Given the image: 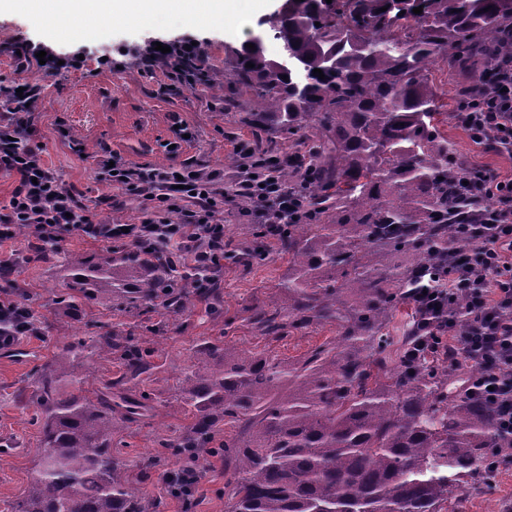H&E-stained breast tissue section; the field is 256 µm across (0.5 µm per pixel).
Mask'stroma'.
Segmentation results:
<instances>
[{
	"instance_id": "1",
	"label": "stroma",
	"mask_w": 512,
	"mask_h": 512,
	"mask_svg": "<svg viewBox=\"0 0 512 512\" xmlns=\"http://www.w3.org/2000/svg\"><path fill=\"white\" fill-rule=\"evenodd\" d=\"M196 40L197 64L204 79L188 86L173 77L170 67L149 59L155 43ZM27 43H42L75 58L74 66L44 76L36 63L21 62L17 52ZM239 48L233 29H203L189 23L177 26L93 20L91 27L69 38H56L46 27L16 5H0V86L36 83L41 95L29 114V128L43 148L48 167L99 219L136 224L149 213L147 201L107 188L96 176V156L109 153L133 166L157 168L184 164L224 172V245L237 252L252 240L259 220L235 194L233 179L236 146L256 154L305 152L304 143L292 144L245 123L246 113L258 104L249 95L235 93L226 77L231 60L225 47ZM194 134L170 153L168 143L175 124ZM459 156L507 173L512 161L489 146L473 144L455 124L443 128ZM84 146L75 152L74 143ZM100 243L73 236L56 254L33 253L29 240L17 237L0 244V256L17 261L15 273L0 297L29 300L36 310L41 335L20 341L11 352H0V512H11L34 476L40 427L35 406H22L52 356L67 345L80 344L93 372L86 390H103L120 377L119 354L97 358L91 345L104 333L128 336L131 344L151 356V369L133 380V394L149 393L152 415L122 422L112 442V453L127 469L131 487L146 512H224V462L208 457L198 469L199 480L190 501L171 494L162 483L164 472L182 468L183 459L169 444L188 424L187 406L178 393L186 370L203 363L200 344L217 339L239 349H264L284 360H294L309 348L335 336L325 328L299 333L280 342L263 339L247 322L248 309L262 304L287 269L278 252L262 266L228 265L220 277L225 309L235 315L232 326L217 318L209 302L199 301L185 312H127L113 309L105 299L77 308L54 303L50 285L66 278L67 260L101 252ZM512 504V463L502 465L491 490L468 492L457 500L456 512H505Z\"/></svg>"
}]
</instances>
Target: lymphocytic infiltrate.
<instances>
[{"mask_svg": "<svg viewBox=\"0 0 512 512\" xmlns=\"http://www.w3.org/2000/svg\"><path fill=\"white\" fill-rule=\"evenodd\" d=\"M482 97L480 110L459 112L456 121L472 143L493 144L512 157V60L499 64L495 83ZM236 153L239 195L251 201L269 232H276L297 212L299 189L283 182L279 169L252 163L248 149ZM96 166L106 186L151 201L150 216L126 230L97 222L45 164L41 146L29 143L25 118L13 113L0 119V171L18 177L0 206V243L13 239L21 225L40 249L59 246L71 235L112 245L130 241L186 267L223 271L222 170L146 169L106 156L97 157ZM473 170L474 193L489 206L472 211L468 223L459 225L465 243L449 254L442 273H429L412 288L417 330L404 357L414 365L445 349L454 354L455 367L476 365L464 390L496 407L498 427L512 441V176L479 164ZM461 298L467 302L462 316L456 306ZM40 334L31 303L0 298L1 351Z\"/></svg>", "mask_w": 512, "mask_h": 512, "instance_id": "lymphocytic-infiltrate-1", "label": "lymphocytic infiltrate"}]
</instances>
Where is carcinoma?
Listing matches in <instances>:
<instances>
[{"label":"carcinoma","mask_w":512,"mask_h":512,"mask_svg":"<svg viewBox=\"0 0 512 512\" xmlns=\"http://www.w3.org/2000/svg\"><path fill=\"white\" fill-rule=\"evenodd\" d=\"M271 28L295 65L252 39L228 77L261 104L245 122L312 141L305 164L316 177L302 188L300 223L276 235L287 273L250 324L266 340L324 326L336 336L294 361L204 343L219 367L186 372L191 420L170 447L192 468V449L230 426L218 444L224 512H449L464 479L507 458L508 440L491 404L448 394L447 366L392 354L388 327L405 283L460 244L454 226L475 206L464 185L473 175L448 166L432 65L477 73L465 99L479 100L512 57V0H291ZM266 232L253 229L245 265L266 261ZM68 267L59 298L71 307L106 296L124 311L156 302L180 313L188 288L220 300L219 279L137 246ZM96 348L122 350L125 379L150 370L120 334ZM70 355L56 353L39 380V463L12 512H143L112 441L118 420L147 410L148 398L65 391L89 377L65 367Z\"/></svg>","instance_id":"carcinoma-1"}]
</instances>
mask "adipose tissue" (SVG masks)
<instances>
[{"label": "adipose tissue", "mask_w": 512, "mask_h": 512, "mask_svg": "<svg viewBox=\"0 0 512 512\" xmlns=\"http://www.w3.org/2000/svg\"><path fill=\"white\" fill-rule=\"evenodd\" d=\"M36 21L53 24L59 18L76 22L99 15L127 20H177L202 28L223 24L254 5L255 0H23Z\"/></svg>", "instance_id": "1"}]
</instances>
